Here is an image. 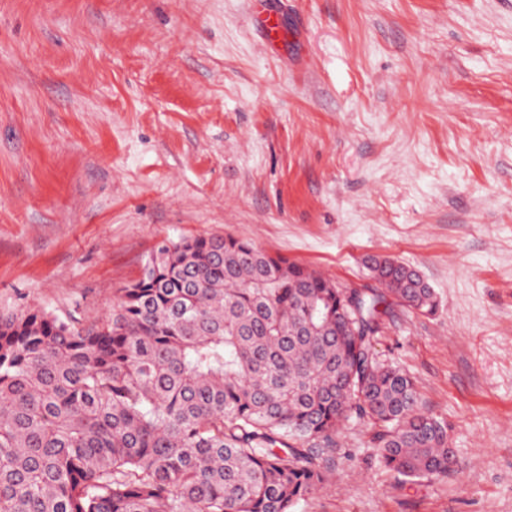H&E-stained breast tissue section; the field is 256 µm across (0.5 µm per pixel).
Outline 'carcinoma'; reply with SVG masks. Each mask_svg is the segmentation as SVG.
Listing matches in <instances>:
<instances>
[{"label":"carcinoma","instance_id":"carcinoma-1","mask_svg":"<svg viewBox=\"0 0 512 512\" xmlns=\"http://www.w3.org/2000/svg\"><path fill=\"white\" fill-rule=\"evenodd\" d=\"M367 267L383 291L179 239L101 322L0 314V512H293L353 418L402 481L448 475V425L372 345L391 302L431 315L435 291Z\"/></svg>","mask_w":512,"mask_h":512}]
</instances>
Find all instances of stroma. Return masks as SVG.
Instances as JSON below:
<instances>
[{
  "label": "stroma",
  "mask_w": 512,
  "mask_h": 512,
  "mask_svg": "<svg viewBox=\"0 0 512 512\" xmlns=\"http://www.w3.org/2000/svg\"><path fill=\"white\" fill-rule=\"evenodd\" d=\"M210 236L440 301L373 347L458 471L401 484L351 420L294 512H512V0H0V313L98 321Z\"/></svg>",
  "instance_id": "1"
}]
</instances>
